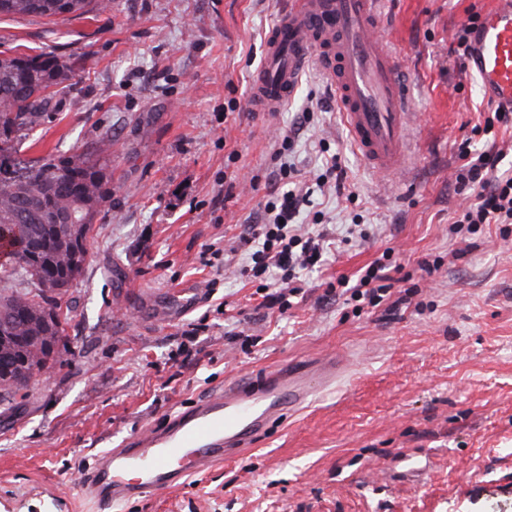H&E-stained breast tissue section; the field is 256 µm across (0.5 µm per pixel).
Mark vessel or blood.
<instances>
[{
  "instance_id": "1",
  "label": "vessel or blood",
  "mask_w": 512,
  "mask_h": 512,
  "mask_svg": "<svg viewBox=\"0 0 512 512\" xmlns=\"http://www.w3.org/2000/svg\"><path fill=\"white\" fill-rule=\"evenodd\" d=\"M382 0H290L268 38L250 90L256 112H278L309 67L336 90L338 109L361 156L378 172L399 174L412 111L402 61L377 36ZM467 68L483 95L512 109V0H495L473 28ZM199 288L176 292L166 322L201 305ZM343 360L331 354L280 366L260 379L238 378L101 452L80 491L105 512L126 500L171 489L239 455L285 411L302 408L332 382Z\"/></svg>"
}]
</instances>
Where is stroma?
Segmentation results:
<instances>
[{
  "label": "stroma",
  "mask_w": 512,
  "mask_h": 512,
  "mask_svg": "<svg viewBox=\"0 0 512 512\" xmlns=\"http://www.w3.org/2000/svg\"><path fill=\"white\" fill-rule=\"evenodd\" d=\"M288 4L110 0L81 16L0 17V51H51L72 65L47 114L13 141L14 158L30 165L112 141L111 194L67 294L65 342L50 370L0 404V512H94L77 476L110 444L237 377L333 351L347 358L344 376L251 450L117 512H512V234L450 231L472 200L456 184L459 146L484 149L494 107L454 35L493 0H383L380 34L418 114L413 164L399 177L356 150L316 69L281 111H249ZM334 155L344 190L313 189ZM283 165L310 194L298 223L331 225L338 245L321 268L299 271L304 296L284 314L261 307V280L224 262L281 191ZM390 244L407 274L391 299H338L337 279ZM178 288L209 297L157 323ZM403 457L419 460V482L374 475Z\"/></svg>",
  "instance_id": "obj_1"
}]
</instances>
